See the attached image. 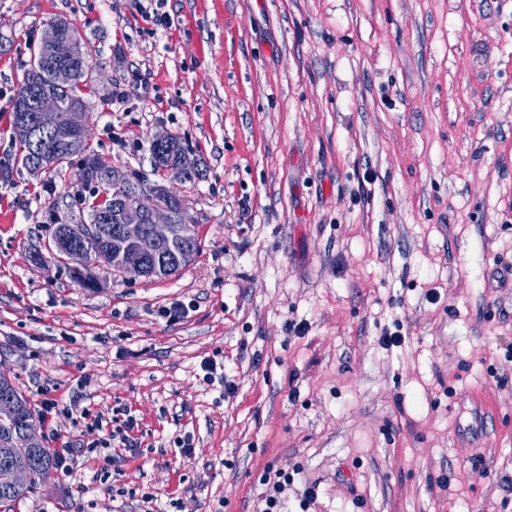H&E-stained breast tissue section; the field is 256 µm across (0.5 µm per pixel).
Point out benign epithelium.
I'll return each instance as SVG.
<instances>
[{
	"mask_svg": "<svg viewBox=\"0 0 512 512\" xmlns=\"http://www.w3.org/2000/svg\"><path fill=\"white\" fill-rule=\"evenodd\" d=\"M68 22L57 19L49 24L41 39L47 54L56 61H66L76 55L77 35L66 32ZM34 110L37 122L29 121L27 111ZM20 111L18 131L30 142L36 143L44 130L61 142L69 151L82 155L81 168L91 165L83 149L89 141L88 114L80 106L69 109L59 96L51 91L41 92L33 101L17 100ZM153 143L163 149L155 158L163 176L179 181L188 180L195 170L197 160L187 150L174 144L173 135H158ZM112 185L122 189L115 198L112 213L85 224H57L53 229L52 242L47 252L53 256L63 253V260L81 278L96 287L100 280L95 268L85 261L84 253L75 246L78 239L98 241L111 234L112 255L123 275L147 281L167 278L191 258V243L197 239V225L183 224L179 212L185 207L184 200L173 189L163 185V199L146 205L143 192L137 188H123L130 180L124 169L114 166L111 172ZM163 250L170 251L174 259L163 265H151L147 259ZM22 407L21 400L0 394V421L8 422L16 417ZM32 467L28 460L19 459L0 466V490L14 488L30 481Z\"/></svg>",
	"mask_w": 512,
	"mask_h": 512,
	"instance_id": "7a95c632",
	"label": "benign epithelium"
}]
</instances>
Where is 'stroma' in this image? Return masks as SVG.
<instances>
[{
    "mask_svg": "<svg viewBox=\"0 0 512 512\" xmlns=\"http://www.w3.org/2000/svg\"><path fill=\"white\" fill-rule=\"evenodd\" d=\"M59 17L94 50V150L154 182L169 133L203 163L173 276L31 260L84 190L79 160L14 164ZM0 40V370L56 400L55 454L95 446L14 512H257L281 468L283 512L311 483L310 512H512V0H0Z\"/></svg>",
    "mask_w": 512,
    "mask_h": 512,
    "instance_id": "obj_1",
    "label": "stroma"
}]
</instances>
